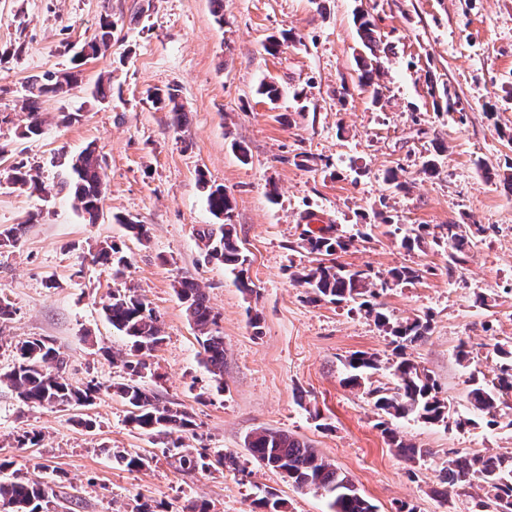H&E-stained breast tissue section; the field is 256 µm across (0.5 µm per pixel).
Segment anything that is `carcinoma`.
<instances>
[{
  "mask_svg": "<svg viewBox=\"0 0 512 512\" xmlns=\"http://www.w3.org/2000/svg\"><path fill=\"white\" fill-rule=\"evenodd\" d=\"M357 34L363 52L357 56L359 83L371 87L375 83L379 65L381 40L375 18L364 11L354 16ZM116 21L112 14L100 16L97 32L86 42L75 60L103 54L101 46L112 40ZM79 72L69 71L60 75L46 73L30 80L26 109L28 121L17 132L20 139H29L43 134L44 121L41 118L42 99L55 97L65 89L78 83ZM177 89L149 95L152 105L172 112L174 121L184 117L183 106L178 102ZM70 178L65 185L74 189V196L88 222H97L105 183V173L94 148L88 146L69 163ZM36 168L24 161L14 163L8 171L7 180L14 186L29 187L45 191L43 183L35 174ZM206 189V201L211 214L222 220L216 229L205 228L200 240L206 255L215 259L238 274H243L246 258L237 245L235 227L232 224L233 205L224 188L208 184L205 177L199 178ZM486 232L481 224H445L438 233L432 232L427 224H398L394 234L401 236V244L412 249L432 239V243L448 245V274H453L458 265L466 262L478 238ZM357 235L344 237L328 224L314 232L309 230L303 241L310 253L328 257L311 268L292 274V278L310 288L312 301L332 304L354 303L358 310L373 318L375 324L392 337L397 361L392 365V385L377 386L368 391L373 399L377 414L390 419L412 416L427 424L447 423L448 402L440 397L437 381L418 363L406 356V349L422 341L430 330L427 316L416 317L392 323L374 303L377 293L370 288V275L362 269H349L334 259L339 251L352 246ZM93 262L109 266L113 275L123 274L127 260L122 248L115 242H104L92 254ZM418 278L417 271L410 267L394 268L381 280L386 289L402 282ZM176 293L185 305L190 321L200 334L203 349L202 362L221 384L224 376V337L215 329L216 319L207 304L206 295L199 285L185 277L177 281ZM105 317L112 329L126 337L134 351L150 352L162 341L159 317L145 298L128 287L112 292L103 307ZM14 360L8 369L0 372V383L12 388L18 400L31 407H76L92 405L101 385L90 381L79 387L66 376L67 362L63 353L46 337L20 338L11 344ZM498 363L492 380L486 381L475 375L467 380L468 397L475 413L487 425L495 426L505 400L512 396V348L497 346ZM349 375L345 384L351 387L361 385L363 374L378 369V359L366 352H356L347 360ZM113 390L128 406V421L136 428L152 436L166 438L175 433L193 429V415L180 408H174L159 400L157 394L136 381L117 383ZM382 432L397 448L399 454L413 459L423 457L428 451L397 439L395 430L387 421L381 422ZM247 448L252 458L262 467L276 470L288 477L298 488L321 491L329 500V512H375V506L365 498L348 476L338 472L329 462L320 457L308 444L277 430L263 429L247 437ZM176 463L184 470H210L218 464L229 470L239 469L237 457L231 453H217L216 461L205 454L195 455L185 450L179 453ZM443 483L450 486L481 483L484 497L475 503L476 512H512V453L483 454L458 452L442 463ZM261 512H285L286 502L270 493L255 502ZM54 491L51 486L38 480L0 479V512H53Z\"/></svg>",
  "mask_w": 512,
  "mask_h": 512,
  "instance_id": "carcinoma-1",
  "label": "carcinoma"
}]
</instances>
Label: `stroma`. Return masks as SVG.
Returning a JSON list of instances; mask_svg holds the SVG:
<instances>
[{
	"instance_id": "stroma-1",
	"label": "stroma",
	"mask_w": 512,
	"mask_h": 512,
	"mask_svg": "<svg viewBox=\"0 0 512 512\" xmlns=\"http://www.w3.org/2000/svg\"><path fill=\"white\" fill-rule=\"evenodd\" d=\"M378 20L387 45L378 91L360 87L355 61L356 9ZM117 26L105 55L83 60L77 86L45 99L44 132L20 139L22 104L32 77L62 72L95 34L101 14ZM288 34L277 54L269 36ZM0 231L23 224L19 240L0 247V300L14 315L0 324V370L13 362L11 342L43 336L67 360L76 386L95 381L94 405L55 409L22 405L0 386V460L19 479L52 486L56 512H130L145 501L156 512H252L274 493L288 512H328L322 493L301 489L256 464L245 439L258 429L288 432L310 443L349 476L377 512H474L476 486L440 496L439 469L449 452H512V408L496 426H456L472 416L470 374H491L497 345L512 342V0H0ZM112 82L93 97L99 78ZM274 81L277 103L259 95ZM179 91L186 118L175 123L154 108L148 91ZM449 88L465 111L441 112L434 90ZM76 112L60 125L56 115ZM249 151L241 161L233 150ZM94 145L106 191L98 223L83 220L70 189L61 188L68 159ZM443 145L439 171L422 160ZM314 156L303 164V155ZM36 166L54 193L45 198L10 185L11 164ZM397 170L407 191L390 188ZM223 186L248 289L208 259L198 232L216 219L199 177ZM313 212L353 246L337 263L373 278L409 266L419 277L381 291L394 321L429 316L425 340L407 355L436 379L451 424L408 418L396 427L405 442L428 449L410 461L388 441L368 394L391 383L389 335L350 304L312 303L291 273L316 265L301 248L305 212ZM146 224L139 241L124 219ZM367 225L370 236L355 235ZM396 224H481V241L456 271L447 245L404 249ZM103 240L119 244L128 267L113 277L91 253ZM187 277L203 289L224 338V381L201 362V346L174 285ZM137 287L160 316L163 341L145 354V383L161 401L194 417L183 434L193 453L223 450L240 468L178 470L169 439L141 433L112 391L131 380L123 361L130 345L106 321L112 291ZM259 317L251 326L250 317ZM470 355L459 362L456 348ZM356 351L377 355L380 369L362 386L343 382ZM94 421L93 429L78 424ZM39 445L19 446L25 431ZM148 458L130 471L115 453Z\"/></svg>"
}]
</instances>
